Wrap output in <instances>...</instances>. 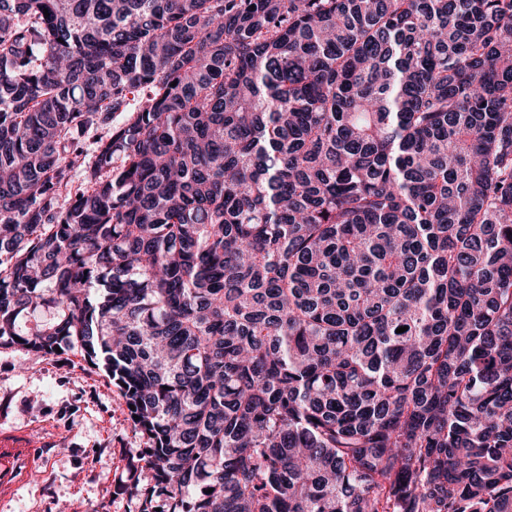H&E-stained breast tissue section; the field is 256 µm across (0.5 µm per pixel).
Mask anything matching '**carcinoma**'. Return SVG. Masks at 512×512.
<instances>
[{"label":"carcinoma","instance_id":"1","mask_svg":"<svg viewBox=\"0 0 512 512\" xmlns=\"http://www.w3.org/2000/svg\"><path fill=\"white\" fill-rule=\"evenodd\" d=\"M0 346L138 512H512V0H0Z\"/></svg>","mask_w":512,"mask_h":512}]
</instances>
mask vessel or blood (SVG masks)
<instances>
[{"instance_id":"obj_1","label":"vessel or blood","mask_w":512,"mask_h":512,"mask_svg":"<svg viewBox=\"0 0 512 512\" xmlns=\"http://www.w3.org/2000/svg\"><path fill=\"white\" fill-rule=\"evenodd\" d=\"M45 446L28 431L0 428V512H11L17 491L40 476Z\"/></svg>"}]
</instances>
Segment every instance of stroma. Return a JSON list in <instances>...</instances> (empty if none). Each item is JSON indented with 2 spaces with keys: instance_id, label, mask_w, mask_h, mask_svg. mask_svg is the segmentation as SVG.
<instances>
[{
  "instance_id": "obj_1",
  "label": "stroma",
  "mask_w": 512,
  "mask_h": 512,
  "mask_svg": "<svg viewBox=\"0 0 512 512\" xmlns=\"http://www.w3.org/2000/svg\"><path fill=\"white\" fill-rule=\"evenodd\" d=\"M52 430L40 477L14 512H137L116 494L142 442L122 394L77 355L42 357L0 347V428Z\"/></svg>"
}]
</instances>
